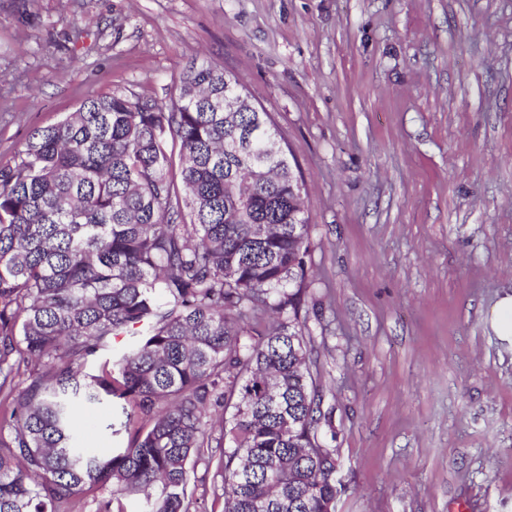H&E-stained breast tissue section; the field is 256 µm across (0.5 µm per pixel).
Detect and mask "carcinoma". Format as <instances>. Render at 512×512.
<instances>
[{
	"mask_svg": "<svg viewBox=\"0 0 512 512\" xmlns=\"http://www.w3.org/2000/svg\"><path fill=\"white\" fill-rule=\"evenodd\" d=\"M239 87L192 60L170 106L89 98L0 169V512H192L201 462L221 512H335L310 216L271 114L227 110ZM104 401L128 434L106 459L73 427Z\"/></svg>",
	"mask_w": 512,
	"mask_h": 512,
	"instance_id": "carcinoma-1",
	"label": "carcinoma"
}]
</instances>
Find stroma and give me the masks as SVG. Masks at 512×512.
Instances as JSON below:
<instances>
[{"instance_id": "stroma-1", "label": "stroma", "mask_w": 512, "mask_h": 512, "mask_svg": "<svg viewBox=\"0 0 512 512\" xmlns=\"http://www.w3.org/2000/svg\"><path fill=\"white\" fill-rule=\"evenodd\" d=\"M270 112L314 242L305 333L335 512H512V0H0V168L191 60ZM111 405L81 412L99 453ZM496 338L512 349V293H504L487 319Z\"/></svg>"}]
</instances>
